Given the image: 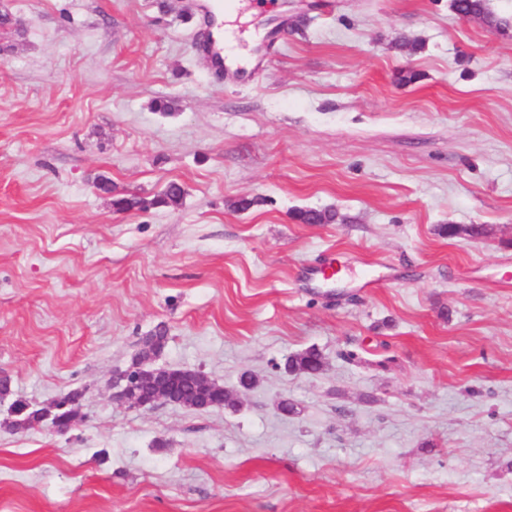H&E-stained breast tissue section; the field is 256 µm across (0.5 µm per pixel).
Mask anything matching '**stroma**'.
Wrapping results in <instances>:
<instances>
[{"mask_svg": "<svg viewBox=\"0 0 512 512\" xmlns=\"http://www.w3.org/2000/svg\"><path fill=\"white\" fill-rule=\"evenodd\" d=\"M208 2L0 0V512H512V28L237 0L218 74ZM158 330L237 407L114 401ZM197 46L209 58L213 70L219 73L224 71V56L218 48V37L214 29L206 32ZM183 195L181 186L175 182L169 183L162 195L151 200L122 193L113 194L112 207L116 211H128L135 208L147 209L150 206L171 205L179 203ZM286 369L291 374L313 375L323 369L321 354L314 348L306 349L288 358Z\"/></svg>", "mask_w": 512, "mask_h": 512, "instance_id": "obj_1", "label": "stroma"}]
</instances>
